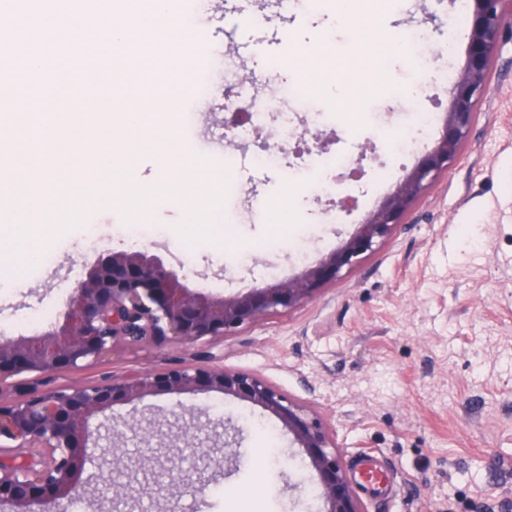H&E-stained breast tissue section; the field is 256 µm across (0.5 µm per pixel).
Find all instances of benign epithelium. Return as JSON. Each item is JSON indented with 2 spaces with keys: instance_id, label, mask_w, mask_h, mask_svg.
<instances>
[{
  "instance_id": "1",
  "label": "benign epithelium",
  "mask_w": 512,
  "mask_h": 512,
  "mask_svg": "<svg viewBox=\"0 0 512 512\" xmlns=\"http://www.w3.org/2000/svg\"><path fill=\"white\" fill-rule=\"evenodd\" d=\"M466 66L431 151L400 177L336 250L301 274L229 295L191 288L186 277L149 250L118 251L73 287L56 321L38 334L0 341V504L10 512H60L82 497L97 442L90 419L116 401L149 395L220 392L275 415L308 458L322 512H368L355 496L340 450L318 414L248 372L187 364L106 378L83 388H39L63 369L97 363L118 348L170 341L180 347L233 336L264 317L296 308L388 238L411 205L458 157L487 87L492 53L512 0H470Z\"/></svg>"
}]
</instances>
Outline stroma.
<instances>
[{"mask_svg": "<svg viewBox=\"0 0 512 512\" xmlns=\"http://www.w3.org/2000/svg\"><path fill=\"white\" fill-rule=\"evenodd\" d=\"M457 0H324L321 10H295L279 40L225 12L224 0H172L179 27L223 42L236 30L249 45L242 73L260 96L283 95L287 114L301 116L299 134L316 137L313 155L280 147L278 164H227L225 201L215 223L230 231L220 243L179 246L178 202L155 200L154 220L138 223L145 247L165 245L164 261L188 285L233 294L301 273L339 247L393 187L387 126L410 125L430 107L445 115L452 89L413 88L410 58L387 39L415 27L427 52L449 50L453 71L466 63L470 24ZM490 82L459 159L405 215L393 235L308 303L267 317L237 335L183 349L168 342L115 349L107 361L55 375L53 385L81 387L107 376L182 364L215 363L255 373L307 404L332 429L348 474L369 451L389 466L385 499L369 512H512V17L502 23ZM112 100L140 90L165 98L167 120L148 112L133 140L125 115L111 124L87 113L78 130L91 155L105 142L120 148V171L159 178L164 164L182 165L181 122L192 110L182 64L161 67L139 49L112 54ZM280 74L267 82V70ZM366 153L362 170L333 177L336 195L353 197L352 214L335 212L315 191L322 158ZM118 209L94 213L47 249L49 266L30 275L18 262L0 270L13 286L0 292L5 338L36 335L42 314L57 316L73 283L99 259L128 250ZM118 421L139 420L112 448L138 462L147 457L143 427H189L190 447L211 451L214 430L192 422L222 421L235 439L223 477L204 494L187 492L199 459L176 462L160 489L140 493L134 512H161L174 495L182 512H229L224 491L236 490L245 512H319L297 447L280 420L261 407L218 392L150 395L113 406Z\"/></svg>", "mask_w": 512, "mask_h": 512, "instance_id": "stroma-1", "label": "stroma"}]
</instances>
